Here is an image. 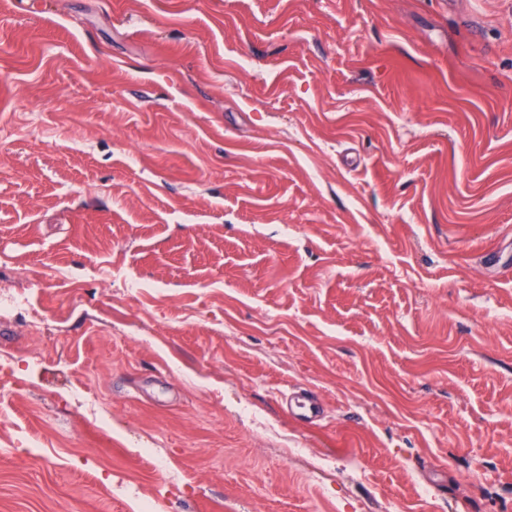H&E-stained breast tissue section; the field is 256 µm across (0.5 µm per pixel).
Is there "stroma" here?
<instances>
[{"label": "stroma", "mask_w": 512, "mask_h": 512, "mask_svg": "<svg viewBox=\"0 0 512 512\" xmlns=\"http://www.w3.org/2000/svg\"><path fill=\"white\" fill-rule=\"evenodd\" d=\"M1 291L0 512H512V0H0Z\"/></svg>", "instance_id": "stroma-1"}]
</instances>
